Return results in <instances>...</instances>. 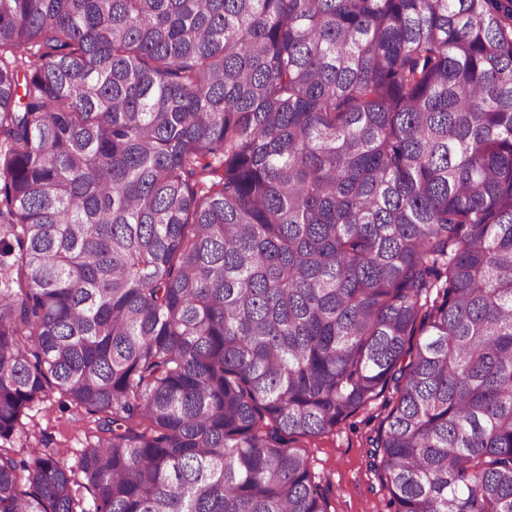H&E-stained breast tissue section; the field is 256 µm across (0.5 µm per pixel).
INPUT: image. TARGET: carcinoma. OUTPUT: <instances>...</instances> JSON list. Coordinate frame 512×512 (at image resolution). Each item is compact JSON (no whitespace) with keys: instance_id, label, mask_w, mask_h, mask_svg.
Segmentation results:
<instances>
[{"instance_id":"1","label":"carcinoma","mask_w":512,"mask_h":512,"mask_svg":"<svg viewBox=\"0 0 512 512\" xmlns=\"http://www.w3.org/2000/svg\"><path fill=\"white\" fill-rule=\"evenodd\" d=\"M0 268V512H512V0H0ZM101 415L91 414L55 392L50 400L33 407L24 419V434L14 444L18 459L28 457V448H54L67 466L77 469L80 458L93 435ZM390 397L386 392L375 408L358 412L332 434L311 441L299 439L298 445L310 456L315 482L328 493L332 512L389 511L385 492L367 469L365 447Z\"/></svg>"}]
</instances>
